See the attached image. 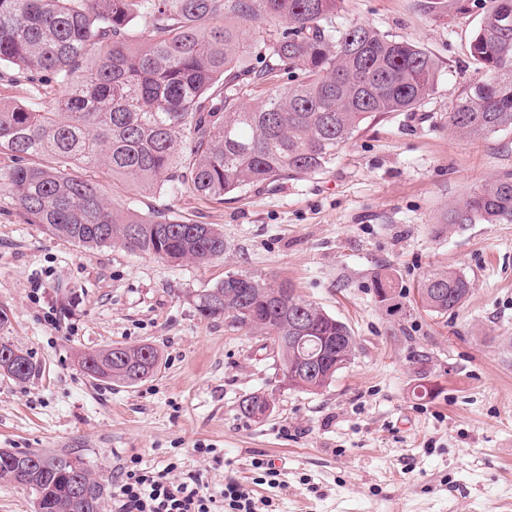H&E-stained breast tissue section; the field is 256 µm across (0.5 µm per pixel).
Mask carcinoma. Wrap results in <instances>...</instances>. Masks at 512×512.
Returning a JSON list of instances; mask_svg holds the SVG:
<instances>
[{"mask_svg": "<svg viewBox=\"0 0 512 512\" xmlns=\"http://www.w3.org/2000/svg\"><path fill=\"white\" fill-rule=\"evenodd\" d=\"M343 0H0V79L27 85L25 103L0 101V192L30 224L85 248L119 244L170 262L224 255V234L211 224L147 213L106 200L71 166L102 169L112 183L149 192L189 190L218 201L257 185L325 171L361 125L408 111L431 92L436 66L419 47L375 28L336 25ZM470 56L482 79L452 111L463 138L512 129V0H491ZM149 20L146 40L138 21ZM288 77L251 109L242 100ZM63 88L52 96L53 85ZM39 162L33 163L31 159ZM512 223V171L480 186L448 210V223ZM389 276L380 301L395 297ZM470 278L437 270L417 284V304L433 315L461 306ZM199 312L266 336H307L278 347L281 366L317 358L321 370L288 377L315 393L350 363L349 328L285 281L229 274L200 297ZM0 374L23 381L35 367L0 341ZM159 362L150 344L84 352L90 378L136 385ZM266 398L241 410L254 418ZM85 497L71 493L72 473ZM28 490L39 512H103L104 486L67 454L0 450V482Z\"/></svg>", "mask_w": 512, "mask_h": 512, "instance_id": "cac0c4a2", "label": "carcinoma"}]
</instances>
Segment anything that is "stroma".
Wrapping results in <instances>:
<instances>
[{
    "label": "stroma",
    "mask_w": 512,
    "mask_h": 512,
    "mask_svg": "<svg viewBox=\"0 0 512 512\" xmlns=\"http://www.w3.org/2000/svg\"><path fill=\"white\" fill-rule=\"evenodd\" d=\"M489 5L344 0L340 25L412 43L436 73L415 110L366 121L323 173L221 203L101 179L116 204L217 225L223 257L87 249L0 193V339L36 367L22 382L0 375V448L80 456L108 489L126 469H165L216 496V512L230 478L259 512H512V223L444 222L450 204L512 170V130L467 141L448 125L480 77L469 45ZM448 268L472 292L434 316L416 286ZM232 273L291 280L349 327L354 356L329 386L288 388L269 337L200 314L201 295ZM386 274L392 305L376 295ZM139 343L160 360L135 386L78 365L81 351ZM252 394L272 402L263 419L240 410Z\"/></svg>",
    "instance_id": "obj_1"
}]
</instances>
